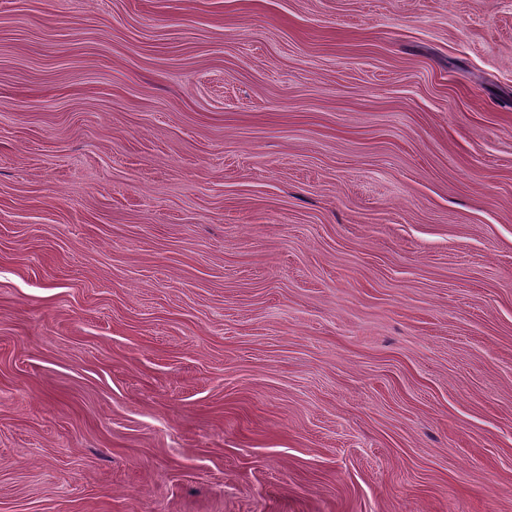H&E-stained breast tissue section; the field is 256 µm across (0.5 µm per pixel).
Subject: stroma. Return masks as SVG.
Segmentation results:
<instances>
[{"instance_id": "35a3bbf8", "label": "stroma", "mask_w": 512, "mask_h": 512, "mask_svg": "<svg viewBox=\"0 0 512 512\" xmlns=\"http://www.w3.org/2000/svg\"><path fill=\"white\" fill-rule=\"evenodd\" d=\"M0 512H512V0H0Z\"/></svg>"}]
</instances>
